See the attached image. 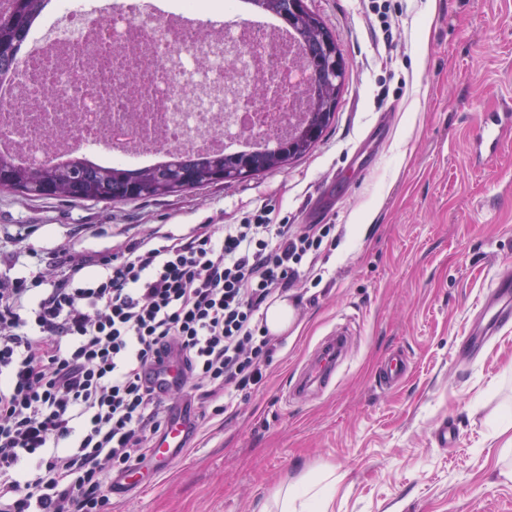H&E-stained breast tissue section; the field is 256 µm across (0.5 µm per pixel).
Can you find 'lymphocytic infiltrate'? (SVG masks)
I'll list each match as a JSON object with an SVG mask.
<instances>
[{
    "mask_svg": "<svg viewBox=\"0 0 512 512\" xmlns=\"http://www.w3.org/2000/svg\"><path fill=\"white\" fill-rule=\"evenodd\" d=\"M335 235L263 206L221 230L0 278V512H106L114 468L143 461L164 427L147 372L169 355L188 388L236 413L278 347L265 308L321 281Z\"/></svg>",
    "mask_w": 512,
    "mask_h": 512,
    "instance_id": "1",
    "label": "lymphocytic infiltrate"
}]
</instances>
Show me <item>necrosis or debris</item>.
<instances>
[{"label": "necrosis or debris", "mask_w": 512, "mask_h": 512, "mask_svg": "<svg viewBox=\"0 0 512 512\" xmlns=\"http://www.w3.org/2000/svg\"><path fill=\"white\" fill-rule=\"evenodd\" d=\"M303 53L242 0H55L0 81V153L141 168L267 147L306 110Z\"/></svg>", "instance_id": "necrosis-or-debris-1"}]
</instances>
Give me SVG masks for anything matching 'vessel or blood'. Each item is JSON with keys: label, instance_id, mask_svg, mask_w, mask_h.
<instances>
[{"label": "vessel or blood", "instance_id": "vessel-or-blood-1", "mask_svg": "<svg viewBox=\"0 0 512 512\" xmlns=\"http://www.w3.org/2000/svg\"><path fill=\"white\" fill-rule=\"evenodd\" d=\"M501 117L484 113L475 118L476 133L473 149L479 156L489 159L496 156L501 148L497 128ZM479 329L463 341L461 348L473 352L483 348L491 336L512 326V276L504 275L494 279L481 306ZM350 327H342L329 337L313 362L298 374L290 389L292 400L304 401L307 394L320 393L329 388L336 379V371L349 347ZM406 375V361L398 353L388 354L378 369L382 387L390 388L400 383ZM193 427V408L190 400L171 404L165 427L153 443L152 460L157 471H165L182 457L189 433Z\"/></svg>", "mask_w": 512, "mask_h": 512}]
</instances>
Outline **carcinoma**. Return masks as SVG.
Listing matches in <instances>:
<instances>
[{
	"label": "carcinoma",
	"instance_id": "carcinoma-1",
	"mask_svg": "<svg viewBox=\"0 0 512 512\" xmlns=\"http://www.w3.org/2000/svg\"><path fill=\"white\" fill-rule=\"evenodd\" d=\"M258 10L275 14L305 46L309 71L311 106L309 119L321 122V131L332 123L325 108L336 99V86L329 80V55L336 34L317 15L297 18L292 15L293 0H249ZM50 0H22L20 17L0 25V74L6 73L18 55L29 28L41 16ZM313 149L303 133L282 139L269 149L241 154L214 153L191 159L172 151L167 161L156 167L130 169L120 165L96 167L74 159L66 166L23 167L0 155V192L29 197H51L63 201L123 203L157 200L178 193L207 188L224 182V175H236L248 169L247 178L258 179L270 172L285 170L293 161Z\"/></svg>",
	"mask_w": 512,
	"mask_h": 512
}]
</instances>
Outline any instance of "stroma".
<instances>
[{"mask_svg":"<svg viewBox=\"0 0 512 512\" xmlns=\"http://www.w3.org/2000/svg\"><path fill=\"white\" fill-rule=\"evenodd\" d=\"M400 14L392 64L369 0H307L348 63L332 125L314 149L263 177L151 201L104 204L0 193V275L115 253L127 242L234 224L267 206L304 224L339 225L321 283L288 290L296 323L264 383L237 414L191 392L196 425L171 469L110 512H259L273 489L335 478L326 512H512L502 476L512 438V331L459 353L495 274L512 272V122L485 164L474 115L512 112V0H389ZM353 319L335 387L298 403L292 381L322 341ZM409 357L384 391L380 362ZM455 422L443 448L433 431Z\"/></svg>","mask_w":512,"mask_h":512,"instance_id":"stroma-1","label":"stroma"}]
</instances>
